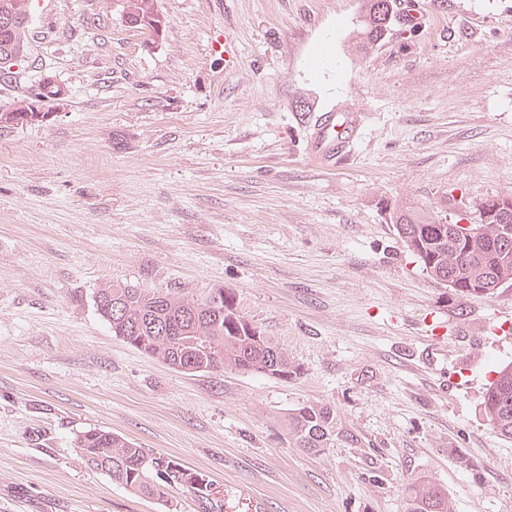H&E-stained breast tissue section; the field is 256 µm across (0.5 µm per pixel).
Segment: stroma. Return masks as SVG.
<instances>
[{"instance_id": "1", "label": "stroma", "mask_w": 512, "mask_h": 512, "mask_svg": "<svg viewBox=\"0 0 512 512\" xmlns=\"http://www.w3.org/2000/svg\"><path fill=\"white\" fill-rule=\"evenodd\" d=\"M419 2L425 27L361 51L362 0H158L157 36L125 0H31L0 110L61 96L0 128V512H198L89 468L90 428L203 473L223 512H403L420 475L512 512L480 413L512 287L435 284L386 214L512 194V0ZM322 107L362 118L332 169L305 158ZM110 284L232 289L300 373L176 370L113 336ZM309 404L357 444L294 448L280 418Z\"/></svg>"}]
</instances>
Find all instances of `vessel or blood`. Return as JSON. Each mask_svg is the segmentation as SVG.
Listing matches in <instances>:
<instances>
[{
	"label": "vessel or blood",
	"mask_w": 512,
	"mask_h": 512,
	"mask_svg": "<svg viewBox=\"0 0 512 512\" xmlns=\"http://www.w3.org/2000/svg\"><path fill=\"white\" fill-rule=\"evenodd\" d=\"M399 16L402 23L412 29L424 27L426 23L417 0H400ZM359 134L358 113L327 110L313 114L307 140V155L318 166H334Z\"/></svg>",
	"instance_id": "1"
}]
</instances>
